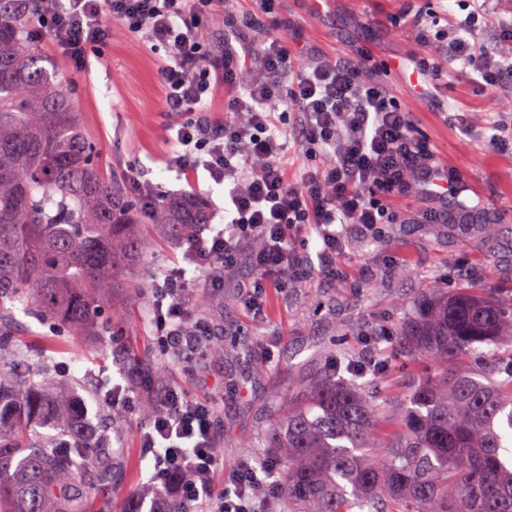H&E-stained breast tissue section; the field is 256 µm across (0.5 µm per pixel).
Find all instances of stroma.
Returning a JSON list of instances; mask_svg holds the SVG:
<instances>
[{"instance_id":"obj_1","label":"stroma","mask_w":512,"mask_h":512,"mask_svg":"<svg viewBox=\"0 0 512 512\" xmlns=\"http://www.w3.org/2000/svg\"><path fill=\"white\" fill-rule=\"evenodd\" d=\"M475 7L473 0H277L284 22L298 26L302 41H288L292 55L331 60L365 49L370 76L383 80L412 112L427 145L454 169L468 190L472 212L456 209L434 223L419 216L422 200H399L400 223L382 224L368 235L348 231L336 275L323 273L315 233L303 228L292 241L301 260L286 290H270L267 314L254 317L242 303L255 277L250 244H243L224 269V288H207L208 273L184 259L181 244L144 234L149 263L139 273L147 282L139 303L117 300L118 315L107 344L90 336L53 330L23 305L9 306L10 356L1 373L34 383L51 380L84 400L89 422L126 448V478L112 491V512L148 484L150 454L139 446L147 422L142 402L155 396L159 380L207 402L214 442L226 465L249 455L266 432L284 394L297 383L328 370L330 350L367 357L362 336L406 320L422 289L453 288L462 276L492 294L512 292V146L489 147L492 134H512V84L484 88L466 79L448 55L453 20ZM417 10L426 29L411 26ZM161 53L152 52L120 25L75 75L83 127L98 149L100 166L127 176L141 172L165 190L201 195L223 223L224 188L206 172L176 176L161 159L173 150L171 114L158 79ZM493 236H485L486 225ZM185 269L191 320L210 328L207 348L189 357L167 350L153 327V283L172 269ZM135 375L139 403L113 420L103 397L114 384Z\"/></svg>"}]
</instances>
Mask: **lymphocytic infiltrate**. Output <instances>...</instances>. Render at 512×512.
<instances>
[{
    "instance_id": "1",
    "label": "lymphocytic infiltrate",
    "mask_w": 512,
    "mask_h": 512,
    "mask_svg": "<svg viewBox=\"0 0 512 512\" xmlns=\"http://www.w3.org/2000/svg\"><path fill=\"white\" fill-rule=\"evenodd\" d=\"M222 0H40L39 33L76 67L86 65L91 50L106 42L111 22L147 44L164 48L159 70L170 111L186 113L175 127L176 154L170 159L182 173L207 171L223 183L228 203L224 225L209 237L189 241L187 255L200 268L227 265L246 241H257L252 262L257 277L246 291V307L264 313L269 289L287 287L296 254L288 246L291 229L315 225L323 270L335 273L342 248L341 226L370 232L398 223L393 203L411 187L422 198L444 200L459 195L455 176L418 137L407 111L363 61L296 64L281 37L253 47L245 31L253 23L244 15L210 41L203 21ZM487 21L481 11L460 21L462 37L453 51L466 69L487 86L512 82V30L504 50L486 52L466 35ZM295 73L288 92L280 79ZM224 97V118L213 117L216 95ZM287 98L299 116L300 144L319 149L326 163L293 179L288 175L285 144L275 107ZM182 274L170 275L156 291L153 322L165 346L199 353L207 328L188 323L180 298ZM155 414L140 435L153 456L152 484L159 492L152 505L165 512L171 503L189 506L205 500L211 512H257L254 468L225 467L214 444L207 406L175 387L155 398Z\"/></svg>"
}]
</instances>
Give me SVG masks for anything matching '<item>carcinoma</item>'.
<instances>
[{"label":"carcinoma","instance_id":"carcinoma-1","mask_svg":"<svg viewBox=\"0 0 512 512\" xmlns=\"http://www.w3.org/2000/svg\"><path fill=\"white\" fill-rule=\"evenodd\" d=\"M37 0H0V315L19 302L64 332L106 341L119 296L147 284L148 222L195 237L194 196L145 205L107 174L84 133L72 76L42 65ZM406 369L332 355L298 384L259 439L275 460L268 512H512V293L421 292L388 336ZM47 427L69 444L40 438ZM72 395L0 379V512H89L84 489L112 491Z\"/></svg>","mask_w":512,"mask_h":512}]
</instances>
